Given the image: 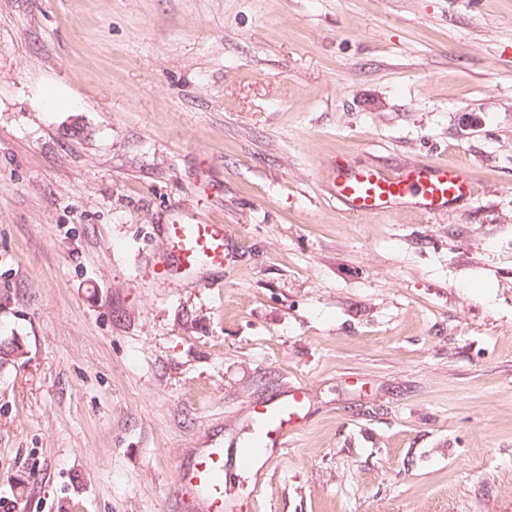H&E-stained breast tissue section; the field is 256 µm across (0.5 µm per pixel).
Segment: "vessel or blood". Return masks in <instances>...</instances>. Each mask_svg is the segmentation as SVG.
<instances>
[{"label":"vessel or blood","instance_id":"vessel-or-blood-1","mask_svg":"<svg viewBox=\"0 0 512 512\" xmlns=\"http://www.w3.org/2000/svg\"><path fill=\"white\" fill-rule=\"evenodd\" d=\"M326 187L353 214L403 210L439 214L468 204L475 185L465 164H406L396 169L361 164L331 169ZM163 237L171 260L157 271L158 279L179 275L194 281L205 269L223 267L229 230L221 224L174 220ZM309 394L302 388L255 408L245 431L231 450L206 448L178 471V486L197 512H224L233 471L247 472L271 448L286 445L305 419Z\"/></svg>","mask_w":512,"mask_h":512}]
</instances>
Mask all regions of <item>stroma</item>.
Masks as SVG:
<instances>
[{
    "instance_id": "35a3bbf8",
    "label": "stroma",
    "mask_w": 512,
    "mask_h": 512,
    "mask_svg": "<svg viewBox=\"0 0 512 512\" xmlns=\"http://www.w3.org/2000/svg\"><path fill=\"white\" fill-rule=\"evenodd\" d=\"M465 164L345 212L330 166ZM224 268L157 282L162 226ZM0 512H177L303 387L234 512H512V0H0ZM326 187L353 214L404 210L431 215L468 204L475 185L465 164H406L397 169L370 164L332 168ZM230 236L223 224L183 220L164 224L163 237L172 262L161 264L158 271L154 268L157 278L168 280L180 275L184 280L194 281L204 269L224 267ZM309 394L296 387L285 397L272 399L254 408L245 431L235 448H204L178 471V487L195 503V511L224 512L233 473L225 457L231 455L233 467L240 472L253 469L271 448L285 446L305 419Z\"/></svg>"
}]
</instances>
